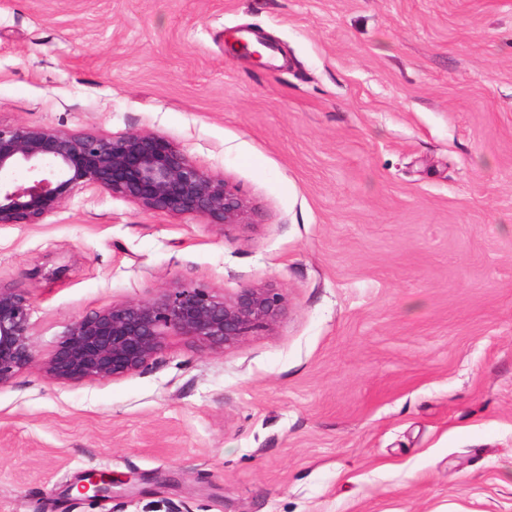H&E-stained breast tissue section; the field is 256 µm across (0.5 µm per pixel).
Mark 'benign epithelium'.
I'll return each instance as SVG.
<instances>
[{
	"instance_id": "7a95c632",
	"label": "benign epithelium",
	"mask_w": 512,
	"mask_h": 512,
	"mask_svg": "<svg viewBox=\"0 0 512 512\" xmlns=\"http://www.w3.org/2000/svg\"><path fill=\"white\" fill-rule=\"evenodd\" d=\"M17 170L25 171L27 179L13 178ZM82 188L106 190L145 210L199 215L222 228L250 218L233 185L203 171L156 134L108 138L0 125V225L38 224ZM285 307L284 294L271 286L220 296L205 285L182 283L74 320L53 352L41 359L32 334L29 294L0 283V387L33 365L61 384L122 378L152 364L168 336L232 347L272 330ZM124 484L109 472H91L82 479L80 492L105 499Z\"/></svg>"
}]
</instances>
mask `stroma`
I'll return each instance as SVG.
<instances>
[{"mask_svg":"<svg viewBox=\"0 0 512 512\" xmlns=\"http://www.w3.org/2000/svg\"><path fill=\"white\" fill-rule=\"evenodd\" d=\"M0 124L163 136L251 210L84 188L0 225L40 358L179 283L286 298L120 379L21 371L0 512H512V0H0ZM126 481L127 480L113 481L110 472H91L85 475L81 480L82 484L80 485L79 491L82 494L90 495L95 498H110L113 494L114 487L126 484Z\"/></svg>","mask_w":512,"mask_h":512,"instance_id":"35a3bbf8","label":"stroma"}]
</instances>
